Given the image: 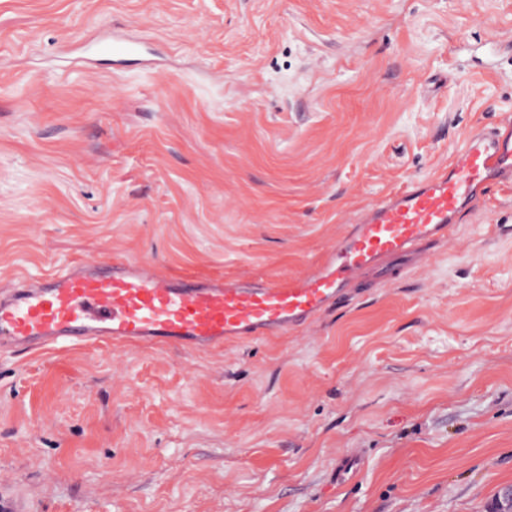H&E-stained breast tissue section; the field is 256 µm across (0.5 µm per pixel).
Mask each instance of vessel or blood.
Listing matches in <instances>:
<instances>
[{
  "mask_svg": "<svg viewBox=\"0 0 512 512\" xmlns=\"http://www.w3.org/2000/svg\"><path fill=\"white\" fill-rule=\"evenodd\" d=\"M512 186V123L470 132L442 170L355 213L304 274L284 281L174 278L152 264L70 265L50 285L18 277L0 287V343L53 350L65 342L169 345L193 352L282 336L340 302L362 274L419 262L447 240L471 202Z\"/></svg>",
  "mask_w": 512,
  "mask_h": 512,
  "instance_id": "obj_1",
  "label": "vessel or blood"
}]
</instances>
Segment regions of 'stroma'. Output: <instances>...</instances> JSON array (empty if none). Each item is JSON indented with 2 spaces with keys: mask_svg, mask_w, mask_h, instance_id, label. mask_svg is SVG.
<instances>
[{
  "mask_svg": "<svg viewBox=\"0 0 512 512\" xmlns=\"http://www.w3.org/2000/svg\"><path fill=\"white\" fill-rule=\"evenodd\" d=\"M163 72L54 65L98 31ZM512 116V0H0V281L306 272ZM31 512H489L512 484V189L292 333L0 352Z\"/></svg>",
  "mask_w": 512,
  "mask_h": 512,
  "instance_id": "stroma-1",
  "label": "stroma"
}]
</instances>
